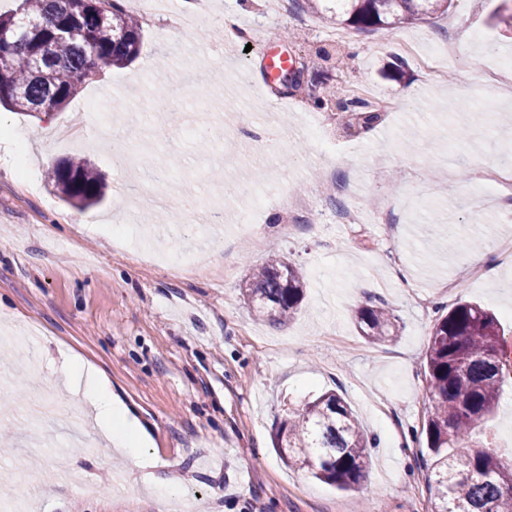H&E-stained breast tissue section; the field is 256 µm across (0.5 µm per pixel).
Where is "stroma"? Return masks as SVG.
<instances>
[{"mask_svg":"<svg viewBox=\"0 0 512 512\" xmlns=\"http://www.w3.org/2000/svg\"><path fill=\"white\" fill-rule=\"evenodd\" d=\"M511 8L452 0L424 22L351 31L333 68L312 56L333 27L305 0H290L233 60L208 19L174 32L160 19L144 25L131 65L87 82L62 110L0 109L11 131L0 137V328L26 334L0 343V429L9 434L0 483L33 491L34 512H156L175 492L203 498L210 512H431L423 427L432 403L421 365L437 307L480 303L512 347V256L472 245L512 237V194L482 195L470 179L479 166L512 167V97L470 80L476 66L512 55V27L495 19ZM452 31L459 55L438 80L418 84L394 36L427 53ZM278 54L306 61L302 88L267 83L266 60ZM360 84L400 105L368 137L314 105L327 86ZM412 85L417 96L405 97ZM118 108L149 126L150 156L133 171L101 146ZM206 110L214 117L203 141L184 117ZM314 119L324 123L315 141L306 136ZM77 155L107 185L104 201L82 211L47 177L49 165ZM325 159L333 178L313 187L307 173ZM352 173L360 190L350 202L341 185ZM131 181L169 195L170 208L130 216ZM255 182L277 200L310 196L293 230L273 223L281 208L267 207L253 215L261 237L240 232ZM197 202L195 233L181 211ZM349 202L365 223H337ZM210 204L223 207V223L208 225ZM448 222L461 227L452 247L441 230ZM272 252L305 280L283 327L255 319L242 294ZM452 280L459 288L449 289ZM375 300L397 319L393 342L370 343L357 328L356 309ZM70 354L106 373L146 431L149 467L124 469L89 421L84 440L51 434L28 444L33 386L85 413L58 384ZM332 390L372 444L367 474L350 491L286 465L273 446L289 410ZM82 483L95 494L80 492Z\"/></svg>","mask_w":512,"mask_h":512,"instance_id":"35a3bbf8","label":"stroma"}]
</instances>
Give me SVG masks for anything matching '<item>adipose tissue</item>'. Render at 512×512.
Listing matches in <instances>:
<instances>
[{
	"mask_svg": "<svg viewBox=\"0 0 512 512\" xmlns=\"http://www.w3.org/2000/svg\"><path fill=\"white\" fill-rule=\"evenodd\" d=\"M64 379L73 386L83 387L88 406L127 465L141 467L145 462L146 435L127 408L113 399L106 375L71 361L64 370Z\"/></svg>",
	"mask_w": 512,
	"mask_h": 512,
	"instance_id": "obj_1",
	"label": "adipose tissue"
}]
</instances>
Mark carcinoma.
Here are the masks:
<instances>
[{"label":"carcinoma","mask_w":512,"mask_h":512,"mask_svg":"<svg viewBox=\"0 0 512 512\" xmlns=\"http://www.w3.org/2000/svg\"><path fill=\"white\" fill-rule=\"evenodd\" d=\"M451 0H316L312 10L359 31L393 27L445 13ZM0 106L23 112H57L86 82L132 62L142 43L140 24L120 0H20L0 15ZM341 104L349 130L379 121L377 112L353 98H315L319 108ZM49 178L63 201L84 210L104 198L105 185L84 159L55 168ZM302 273L278 257L267 259L246 281L255 317L285 325L303 295ZM362 336L371 343L397 338L392 310L375 302L356 311ZM503 329L490 310L459 302L436 320L424 357L432 411L425 423L427 483L432 512H512V460L474 450L472 434L485 428L498 406L507 369ZM274 444L289 465L349 490L366 474L370 442L344 399L327 392L280 420Z\"/></svg>","instance_id":"carcinoma-1"}]
</instances>
